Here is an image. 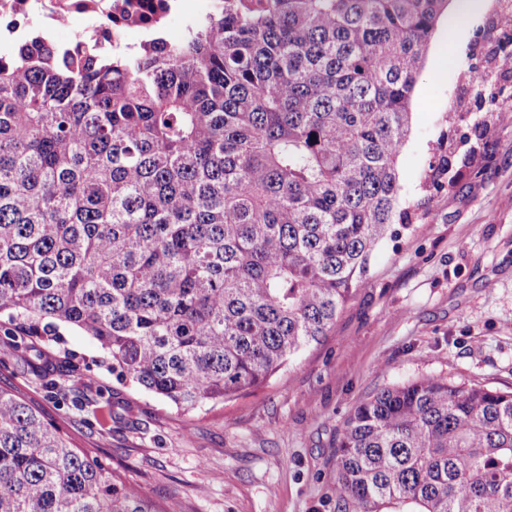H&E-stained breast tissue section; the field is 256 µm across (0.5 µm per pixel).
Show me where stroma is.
Wrapping results in <instances>:
<instances>
[{
  "instance_id": "1",
  "label": "stroma",
  "mask_w": 512,
  "mask_h": 512,
  "mask_svg": "<svg viewBox=\"0 0 512 512\" xmlns=\"http://www.w3.org/2000/svg\"><path fill=\"white\" fill-rule=\"evenodd\" d=\"M440 16L396 171L392 225L328 336L248 395L182 412L113 375L73 328L15 349L0 316V386L23 393L167 512H337L336 437L386 386L433 376L512 390V78L497 106L463 92L488 71L498 0ZM464 111V121L454 112Z\"/></svg>"
}]
</instances>
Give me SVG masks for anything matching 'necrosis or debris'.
Returning a JSON list of instances; mask_svg holds the SVG:
<instances>
[{
	"mask_svg": "<svg viewBox=\"0 0 512 512\" xmlns=\"http://www.w3.org/2000/svg\"><path fill=\"white\" fill-rule=\"evenodd\" d=\"M212 0H0V45L28 41L31 28L51 50L87 41L116 50L136 48L139 38L174 18L208 12Z\"/></svg>",
	"mask_w": 512,
	"mask_h": 512,
	"instance_id": "1",
	"label": "necrosis or debris"
}]
</instances>
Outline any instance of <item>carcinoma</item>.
Returning <instances> with one entry per match:
<instances>
[{"label":"carcinoma","mask_w":512,"mask_h":512,"mask_svg":"<svg viewBox=\"0 0 512 512\" xmlns=\"http://www.w3.org/2000/svg\"><path fill=\"white\" fill-rule=\"evenodd\" d=\"M448 0H217L127 55L0 64V315L80 330L189 412L327 336L399 209ZM340 512H512V391L425 376L358 404ZM0 512H163L0 388Z\"/></svg>","instance_id":"cac0c4a2"}]
</instances>
